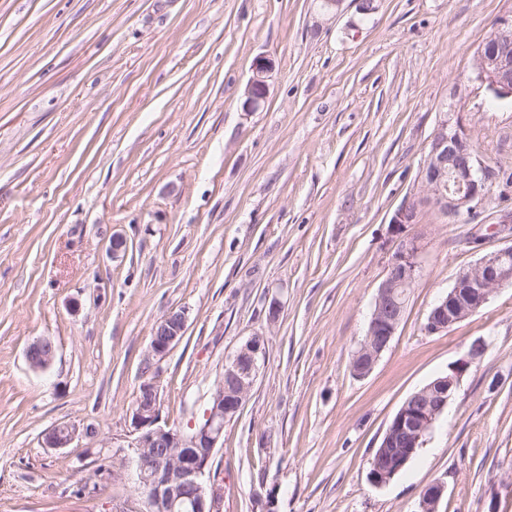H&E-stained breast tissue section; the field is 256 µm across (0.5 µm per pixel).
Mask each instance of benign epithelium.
<instances>
[{"mask_svg":"<svg viewBox=\"0 0 512 512\" xmlns=\"http://www.w3.org/2000/svg\"><path fill=\"white\" fill-rule=\"evenodd\" d=\"M271 59L259 56L252 65L253 75L247 85L243 110L254 112L265 102ZM477 79L498 98L512 97V19L499 20L491 37L476 53ZM425 195L405 202L391 220L396 238L388 261L385 279L378 288L364 338L352 357L355 375H367L389 348L401 324L408 292L421 276L420 237L408 233L415 223L420 204H428L453 220L462 210L472 209L485 195L487 169L475 152L458 112H442L430 138L427 157L421 171ZM512 285V245L486 254L460 273L447 293L438 298L427 312L423 330L429 335L445 333L454 325L480 310L492 293L503 285ZM187 312L173 310L155 325L154 342L148 357L164 356L185 330ZM484 344L473 343L450 374L439 377L413 393L388 425L370 464L372 483L381 486L398 473L424 436L442 415L454 394L462 374L481 358ZM266 339L255 334L224 364V373L211 394V408L193 434L161 423L160 389L155 379L143 377L142 397L135 403L130 419L132 454L121 461L134 471L140 507L122 508V512H220L222 501L217 488L205 480L213 454L224 438V422L235 416L249 395L265 359ZM29 366L46 370L54 361L55 346L47 337L29 344ZM96 434L91 425L63 422L44 435L48 448H65L81 436ZM446 491L436 480L421 493V512H436Z\"/></svg>","mask_w":512,"mask_h":512,"instance_id":"obj_1","label":"benign epithelium"}]
</instances>
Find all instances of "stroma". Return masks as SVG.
Listing matches in <instances>:
<instances>
[{
    "mask_svg": "<svg viewBox=\"0 0 512 512\" xmlns=\"http://www.w3.org/2000/svg\"><path fill=\"white\" fill-rule=\"evenodd\" d=\"M0 0V512H115L137 498L119 462L155 323L183 308L157 359L161 416L200 421L225 360L266 359L224 424L210 479L222 512H512V286L448 332L432 303L512 244V98L472 79L512 0ZM265 103L242 109L255 57ZM489 171L448 221L420 208L422 275L365 377L351 358L395 248L390 222L452 89ZM127 250L109 252L113 235ZM282 306L275 323L267 305ZM48 337L44 371L25 357ZM444 414L387 484L370 462L396 412L476 340ZM95 436L48 448L56 423ZM29 366L34 370H46L54 361L55 346L47 337H40L29 344L26 351Z\"/></svg>",
    "mask_w": 512,
    "mask_h": 512,
    "instance_id": "35a3bbf8",
    "label": "stroma"
}]
</instances>
